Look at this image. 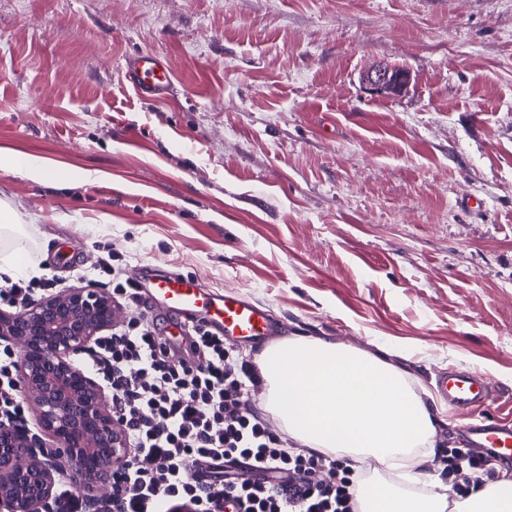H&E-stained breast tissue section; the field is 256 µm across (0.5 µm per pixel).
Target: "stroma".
<instances>
[{
	"mask_svg": "<svg viewBox=\"0 0 512 512\" xmlns=\"http://www.w3.org/2000/svg\"><path fill=\"white\" fill-rule=\"evenodd\" d=\"M139 53L173 95L135 94ZM384 66L404 90H371ZM5 150L78 178L0 172L57 288L91 286L74 248L105 244L282 335L386 346L429 391L479 371L481 417H512V0H0ZM467 421L445 413L414 492L447 480ZM125 77L133 89L145 98L167 96L174 83L168 64L158 55H137L126 63Z\"/></svg>",
	"mask_w": 512,
	"mask_h": 512,
	"instance_id": "35a3bbf8",
	"label": "stroma"
}]
</instances>
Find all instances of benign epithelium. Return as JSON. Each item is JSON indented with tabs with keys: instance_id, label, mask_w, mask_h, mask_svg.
<instances>
[{
	"instance_id": "7a95c632",
	"label": "benign epithelium",
	"mask_w": 512,
	"mask_h": 512,
	"mask_svg": "<svg viewBox=\"0 0 512 512\" xmlns=\"http://www.w3.org/2000/svg\"><path fill=\"white\" fill-rule=\"evenodd\" d=\"M391 70L371 75L373 91L401 89ZM112 296L93 288H63L21 312L0 309V339L17 348L18 384L43 441L0 427V512H51L56 474L96 500L112 498V476L130 458L106 387L76 363L119 320Z\"/></svg>"
}]
</instances>
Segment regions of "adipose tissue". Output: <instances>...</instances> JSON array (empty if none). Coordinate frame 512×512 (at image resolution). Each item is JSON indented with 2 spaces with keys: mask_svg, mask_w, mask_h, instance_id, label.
<instances>
[{
  "mask_svg": "<svg viewBox=\"0 0 512 512\" xmlns=\"http://www.w3.org/2000/svg\"><path fill=\"white\" fill-rule=\"evenodd\" d=\"M0 169L39 185L69 182L64 168L28 154L0 157ZM256 364L266 388L264 409L289 439L333 452L365 468H405L407 480L427 476L435 445L433 395L387 354L346 346L327 336H286L269 344ZM360 512H512V479L487 480L450 498L410 495L380 482L359 481Z\"/></svg>",
  "mask_w": 512,
  "mask_h": 512,
  "instance_id": "adipose-tissue-1",
  "label": "adipose tissue"
}]
</instances>
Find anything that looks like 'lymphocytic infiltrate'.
I'll return each mask as SVG.
<instances>
[{
	"mask_svg": "<svg viewBox=\"0 0 512 512\" xmlns=\"http://www.w3.org/2000/svg\"><path fill=\"white\" fill-rule=\"evenodd\" d=\"M92 268L113 300L135 311L83 361L110 388L133 450L97 512H359L343 459L290 446L253 406L261 378L250 358L201 324L189 331V357L175 356L109 248ZM15 363L13 349H0V426L22 428Z\"/></svg>",
	"mask_w": 512,
	"mask_h": 512,
	"instance_id": "1",
	"label": "lymphocytic infiltrate"
}]
</instances>
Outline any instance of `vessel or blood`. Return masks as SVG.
Wrapping results in <instances>:
<instances>
[{
	"label": "vessel or blood",
	"instance_id": "1",
	"mask_svg": "<svg viewBox=\"0 0 512 512\" xmlns=\"http://www.w3.org/2000/svg\"><path fill=\"white\" fill-rule=\"evenodd\" d=\"M125 77L145 98L169 95L174 88L166 60L153 54L129 59ZM137 281L154 308L172 313L168 326L172 333H184L191 321L205 323L212 332L228 340L260 343L278 333L277 322L262 307L236 293H214L198 278L173 273L159 275L153 268L145 267L138 272ZM439 389L449 404L462 411L486 405L489 400L484 381L465 371L445 376ZM470 436L476 448L512 449L511 427L474 423Z\"/></svg>",
	"mask_w": 512,
	"mask_h": 512
}]
</instances>
